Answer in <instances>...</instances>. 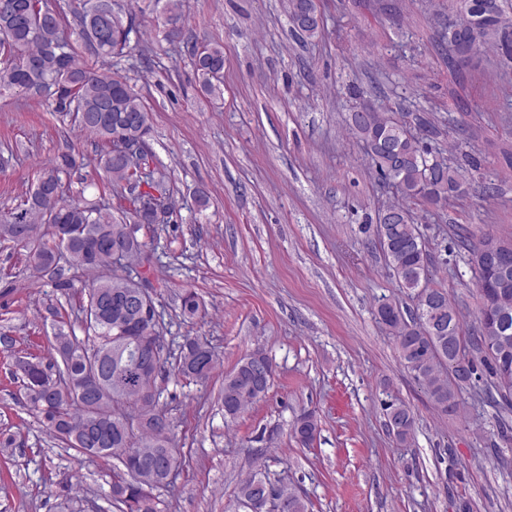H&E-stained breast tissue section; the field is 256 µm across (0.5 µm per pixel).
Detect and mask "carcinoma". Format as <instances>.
Here are the masks:
<instances>
[{
  "label": "carcinoma",
  "mask_w": 512,
  "mask_h": 512,
  "mask_svg": "<svg viewBox=\"0 0 512 512\" xmlns=\"http://www.w3.org/2000/svg\"><path fill=\"white\" fill-rule=\"evenodd\" d=\"M101 0H81L79 36L92 53L102 59L123 53L129 46L133 18L121 12L112 14L110 24L98 31L91 17ZM14 9L0 12V31H9V40H0V94L19 92L36 96L53 106L55 112L72 116L74 123L98 140V166L104 183L111 188L115 205L101 207L64 198L58 173L76 166L75 159L62 154L52 168L40 173L20 204V210L0 223V237L29 249V257H40L35 269L51 275L55 288L73 291L79 297L78 312L86 315L94 296H99L100 316L84 323L86 336L79 339L72 324L60 311L50 340L57 360L47 370H35L24 381L25 398L31 411L41 418L53 435L84 459L108 465L116 460L121 467L112 471L110 497L121 512H165L164 501L155 493L170 486L166 470L179 462L174 423L163 433L155 421L161 410L159 383L171 375L206 381L216 370L218 358L205 355L208 343L198 336H186L176 350L166 354L159 371L136 359L132 350L148 347L152 337L162 335L161 326L139 318L133 301L135 281L150 284L152 263L145 260L146 242L131 245L129 265L113 266L107 245L125 238L129 224H153L154 210L147 207L155 195L166 202L167 223H177V211L169 178L160 169L152 150L145 163L147 174L137 167L114 161L115 136L126 142H149L150 114L126 78L105 68H93L78 61L69 49L58 15L46 0H13ZM457 19L448 22L441 38L454 54L463 47L465 33L474 22L481 24L478 52L490 40L500 38L501 49L512 53V18L494 0H458ZM287 13L293 31L310 41L320 37L322 25L306 21L318 14L315 0H287ZM192 63L201 94L209 101L223 96L224 47L206 43L193 49ZM419 132L400 113L377 110L363 117L351 115L350 130L363 143L368 164L379 180L395 187L398 199L388 203L376 225L378 246L388 262L397 287L410 295L415 306L403 312L395 300H378L379 323L392 335L399 358L424 387L430 402L446 415L460 410L459 392L484 376L503 402L512 403V328L501 331L491 306L512 312V267L508 273L484 263L478 247L458 234L467 247L481 300L476 333L467 336L456 308L443 288L428 286L432 257L426 249L413 207L441 206L466 193V182L447 164L434 165L433 154L424 138L434 133L429 121L418 125ZM42 224H68L83 228L81 237L70 246L64 265H59L61 249L56 237L46 240L38 233ZM95 273L81 288L65 276V269ZM196 293L181 295V316H198ZM484 353L480 362L469 357V350ZM251 357L269 360L258 348L224 374L221 402L224 417L234 420L252 404L265 397L271 377L258 384ZM99 366L111 388L91 390L83 385L86 371ZM387 425L401 444L415 431L411 407L392 397L384 403ZM291 432L303 447L313 444L319 433L315 412L304 410L293 421ZM239 506L252 502L253 512H309V503L291 483L272 480L257 469L237 486Z\"/></svg>",
  "instance_id": "cac0c4a2"
}]
</instances>
